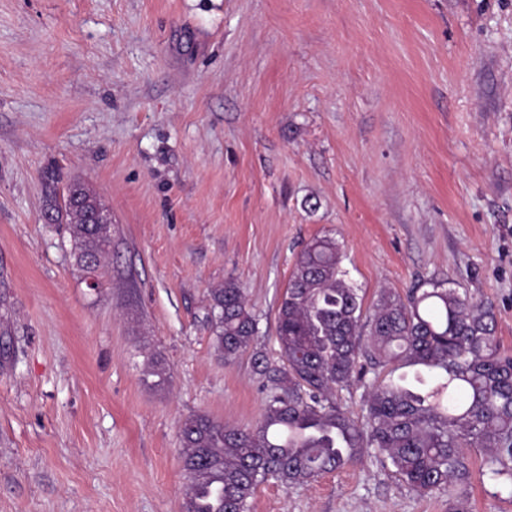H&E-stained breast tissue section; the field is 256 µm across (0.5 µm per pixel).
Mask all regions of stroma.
Masks as SVG:
<instances>
[{
	"label": "stroma",
	"mask_w": 512,
	"mask_h": 512,
	"mask_svg": "<svg viewBox=\"0 0 512 512\" xmlns=\"http://www.w3.org/2000/svg\"><path fill=\"white\" fill-rule=\"evenodd\" d=\"M50 165L112 213L99 288L42 221ZM324 235L364 309L439 281L512 351V0H0V512H185L182 422H258L253 354ZM230 280L259 334L227 363ZM455 502L369 461L250 512ZM464 508L512 490L473 471ZM209 325L212 346L224 362L242 355L258 334V320L250 311L245 291L234 282L210 290Z\"/></svg>",
	"instance_id": "1"
}]
</instances>
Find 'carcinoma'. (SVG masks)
Wrapping results in <instances>:
<instances>
[{"label":"carcinoma","mask_w":512,"mask_h":512,"mask_svg":"<svg viewBox=\"0 0 512 512\" xmlns=\"http://www.w3.org/2000/svg\"><path fill=\"white\" fill-rule=\"evenodd\" d=\"M41 182L43 212L69 225L76 264L104 271L111 228L87 223L100 197L81 181L60 186L52 166ZM343 258L328 236L297 254L277 309L279 360L253 355L266 392L261 420L240 428L197 414L182 423L187 512H249L270 478L305 483L371 456L420 494L464 495L473 452L491 479L512 487V353L500 348L493 309L430 281L404 296L382 291L368 315ZM210 300L212 346L231 362L251 346L258 320L234 281L211 289ZM396 363L420 367L415 381L427 390L379 378ZM357 370L375 378L361 422L336 403Z\"/></svg>","instance_id":"cac0c4a2"}]
</instances>
